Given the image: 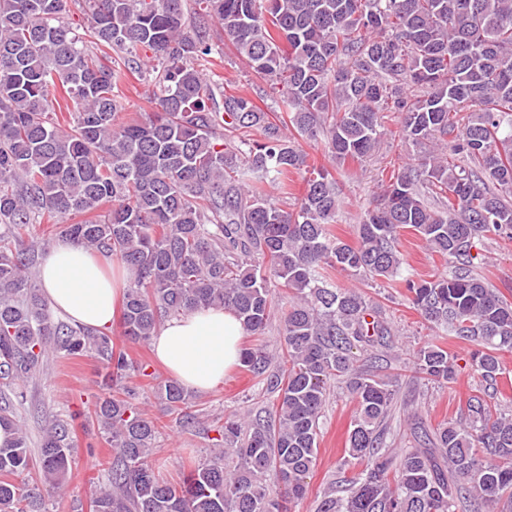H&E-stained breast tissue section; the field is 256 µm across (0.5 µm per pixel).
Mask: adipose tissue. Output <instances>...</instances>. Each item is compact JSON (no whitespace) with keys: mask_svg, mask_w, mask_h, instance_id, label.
Listing matches in <instances>:
<instances>
[{"mask_svg":"<svg viewBox=\"0 0 512 512\" xmlns=\"http://www.w3.org/2000/svg\"><path fill=\"white\" fill-rule=\"evenodd\" d=\"M111 262L69 238L56 240L45 253L39 278L43 295L73 323L102 331L111 328L122 291L111 278ZM243 327L231 311L210 307L167 320L152 338L157 359L171 379L188 390L208 392L239 363Z\"/></svg>","mask_w":512,"mask_h":512,"instance_id":"adipose-tissue-1","label":"adipose tissue"}]
</instances>
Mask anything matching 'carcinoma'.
<instances>
[{
  "mask_svg": "<svg viewBox=\"0 0 512 512\" xmlns=\"http://www.w3.org/2000/svg\"><path fill=\"white\" fill-rule=\"evenodd\" d=\"M70 2L0 0V424L15 434L0 447V512H46L63 495L75 447L67 422L45 426L39 479L21 480L34 463L16 405L52 352L91 354L104 370L81 415L116 457L91 512H291L337 381L356 412L348 457L316 512L500 508L512 492V414L493 415L488 400L500 353L512 351V301L475 272L472 250L512 239V0H83L88 41L65 20ZM215 22L276 92L275 111L208 75L222 56ZM129 73L154 86L155 109L138 119L122 116ZM384 112L400 114L412 155L381 181L348 242L333 231L342 188L309 167L298 138L323 141L338 164L362 161L382 141ZM301 171L309 177L290 211L256 187L286 191ZM32 224L59 225L135 271L119 323L132 345L167 317L212 306L260 336L278 283L288 298L278 365L259 346L240 359L273 397L268 417H224L222 448L179 482L160 478L158 426L136 390L147 381L187 431L199 426L191 395L110 334L54 319L35 284L50 240L30 238ZM406 231L448 271L404 274ZM336 269L377 288L401 284L435 335L473 346L483 385L468 423L389 447L396 390L356 352H387L393 326L373 299L333 283ZM413 363L428 379L456 380L455 358L435 342Z\"/></svg>",
  "mask_w": 512,
  "mask_h": 512,
  "instance_id": "obj_1",
  "label": "carcinoma"
}]
</instances>
